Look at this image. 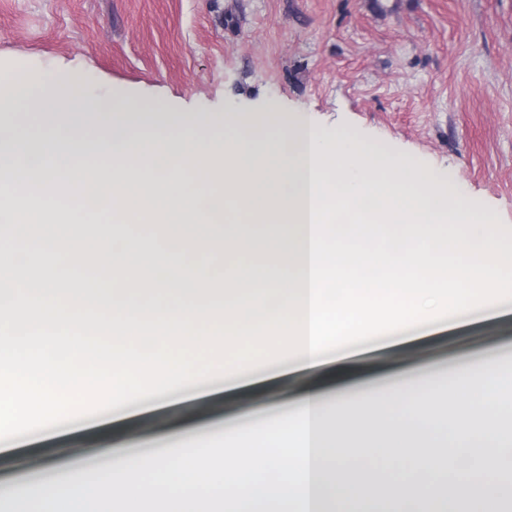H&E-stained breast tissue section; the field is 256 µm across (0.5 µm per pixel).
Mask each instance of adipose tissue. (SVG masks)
Masks as SVG:
<instances>
[{
    "instance_id": "ef3b65f1",
    "label": "adipose tissue",
    "mask_w": 512,
    "mask_h": 512,
    "mask_svg": "<svg viewBox=\"0 0 512 512\" xmlns=\"http://www.w3.org/2000/svg\"><path fill=\"white\" fill-rule=\"evenodd\" d=\"M2 99L48 116L58 132L24 134L18 122H0V223L44 225L48 244L156 246L136 260L157 274L147 293L136 299L114 288L100 299L133 314L242 305L250 318L308 296L310 190L323 182L341 192L365 188V212L380 208L386 195L416 203L429 217L494 218L414 162H392L344 131L327 137L310 119L285 124L274 109L261 117L176 112L153 98L97 99L76 82L35 86L27 76L0 73ZM141 119L156 126L154 136L130 134ZM276 153L284 162L274 170ZM199 158L208 162L207 181L220 186L259 237L225 227L223 209L200 216L196 196L180 187L182 169ZM200 222L212 226L205 248L170 230ZM227 276L231 289L214 296L210 282ZM254 300L260 308H251ZM295 362L304 382L292 413L242 432L237 445L224 447L222 464L213 461V441L196 443L193 413L170 430L179 464L119 455L109 416L92 426L109 460L94 481L0 488V498L25 500L26 512L54 505L114 512L118 498L160 499L167 512L278 498L299 512H371L404 501L477 512L486 499L512 498V483L493 478L512 447V370L496 357L459 366L445 382L386 398L363 395L353 404L330 403L325 391L353 374L344 353L299 355ZM414 444L423 454L411 453Z\"/></svg>"
}]
</instances>
